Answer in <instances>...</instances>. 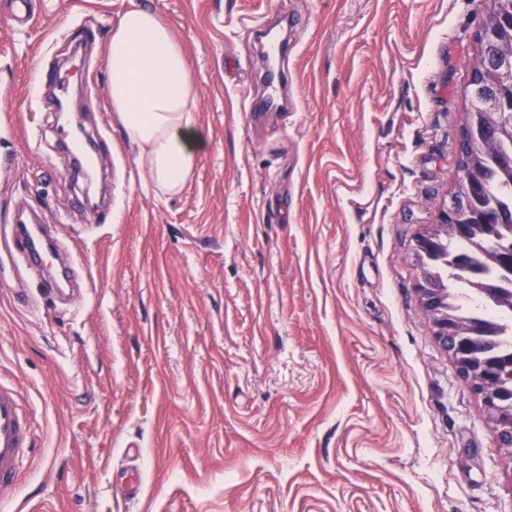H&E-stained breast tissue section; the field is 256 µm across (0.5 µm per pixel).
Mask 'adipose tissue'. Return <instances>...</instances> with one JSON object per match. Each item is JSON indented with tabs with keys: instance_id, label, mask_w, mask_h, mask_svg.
<instances>
[{
	"instance_id": "adipose-tissue-1",
	"label": "adipose tissue",
	"mask_w": 512,
	"mask_h": 512,
	"mask_svg": "<svg viewBox=\"0 0 512 512\" xmlns=\"http://www.w3.org/2000/svg\"><path fill=\"white\" fill-rule=\"evenodd\" d=\"M106 56L112 110L138 149L148 185L180 194L205 148L196 84L180 43L157 14L132 8L113 27Z\"/></svg>"
}]
</instances>
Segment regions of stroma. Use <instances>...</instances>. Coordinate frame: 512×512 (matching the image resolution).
Returning a JSON list of instances; mask_svg holds the SVG:
<instances>
[{
	"instance_id": "obj_1",
	"label": "stroma",
	"mask_w": 512,
	"mask_h": 512,
	"mask_svg": "<svg viewBox=\"0 0 512 512\" xmlns=\"http://www.w3.org/2000/svg\"><path fill=\"white\" fill-rule=\"evenodd\" d=\"M134 7L182 46L208 141L174 197L146 185L111 110L105 41ZM0 0V224L57 226L61 304L0 259V381L34 425L0 512H512V460L436 340L417 234L457 178L482 0ZM288 46L286 112L265 45ZM98 177L72 182L55 76ZM142 476L137 495L124 475Z\"/></svg>"
}]
</instances>
